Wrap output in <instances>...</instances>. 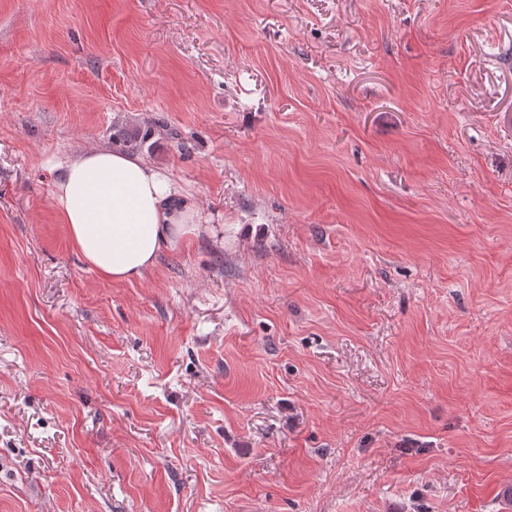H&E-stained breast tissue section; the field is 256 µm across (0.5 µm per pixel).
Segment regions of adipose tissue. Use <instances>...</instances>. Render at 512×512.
Wrapping results in <instances>:
<instances>
[{
    "label": "adipose tissue",
    "mask_w": 512,
    "mask_h": 512,
    "mask_svg": "<svg viewBox=\"0 0 512 512\" xmlns=\"http://www.w3.org/2000/svg\"><path fill=\"white\" fill-rule=\"evenodd\" d=\"M54 204L76 252L100 277H143L198 214L150 163L92 148L60 165Z\"/></svg>",
    "instance_id": "ef3b65f1"
}]
</instances>
